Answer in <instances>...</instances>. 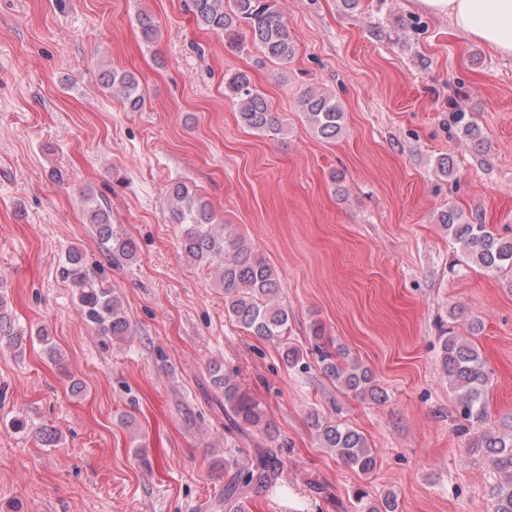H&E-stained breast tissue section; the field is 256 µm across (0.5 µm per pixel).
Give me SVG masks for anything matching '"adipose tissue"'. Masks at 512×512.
<instances>
[{
    "instance_id": "1",
    "label": "adipose tissue",
    "mask_w": 512,
    "mask_h": 512,
    "mask_svg": "<svg viewBox=\"0 0 512 512\" xmlns=\"http://www.w3.org/2000/svg\"><path fill=\"white\" fill-rule=\"evenodd\" d=\"M419 8L448 17L453 28L495 52L512 56V0H416Z\"/></svg>"
}]
</instances>
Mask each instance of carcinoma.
Returning a JSON list of instances; mask_svg holds the SVG:
<instances>
[{"label": "carcinoma", "instance_id": "cac0c4a2", "mask_svg": "<svg viewBox=\"0 0 512 512\" xmlns=\"http://www.w3.org/2000/svg\"><path fill=\"white\" fill-rule=\"evenodd\" d=\"M188 9L199 25L224 36L225 44L235 50L254 49L263 58L286 64L295 55V38L284 19L281 0H189ZM106 85L131 111L144 102L137 78L127 71L106 75ZM224 96L234 103L239 122L264 135L280 132L281 121L264 96L254 88L243 72L224 79ZM300 107L309 127L319 137L334 139L345 126V111L336 97L313 88L303 91ZM458 130L474 145L485 140L479 126L466 120V113H455ZM171 215L180 229L183 256L202 267L214 266L224 286V310L246 332L282 347L283 361L290 368L305 370L301 351L288 344V312L279 305L280 281L275 269L244 243L231 225L220 224L209 203L185 185L172 189ZM100 244L112 259L129 260L135 256L134 245L112 228V211L100 206L88 208ZM439 221L461 246L463 263L491 273L512 269V238L492 233L485 224H475L453 207L442 212ZM61 277L75 290L81 319L102 336L123 341L131 335V324L121 301L103 282L90 276L81 252L71 248L60 267ZM0 294V344L22 346L23 331L15 329L4 312ZM316 342L313 351L319 368L346 389L362 397L378 398V388L368 368L339 361L322 343L323 327L312 329ZM440 360L444 374L456 394L462 423L457 432L469 437V452L479 457L499 474L491 489L495 512H512V421L501 427H487L486 387L488 374L478 350L453 334L440 339ZM211 384L224 399V415L237 429L254 428L264 432L270 447L258 452L246 464L237 467L224 486V512H241L246 491L253 488L273 489L280 477L278 452L288 447L271 430L263 406L231 376L215 365L210 371ZM323 447L329 448L346 465L364 474L376 467V458L365 437L357 430L332 421L317 422ZM366 493H357L363 512H396L393 495L379 501H365Z\"/></svg>", "mask_w": 512, "mask_h": 512}]
</instances>
